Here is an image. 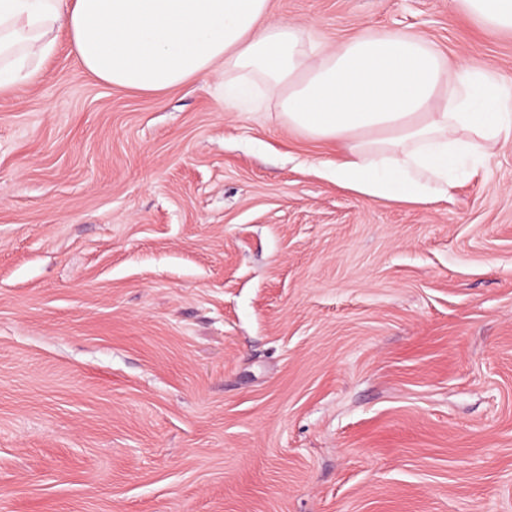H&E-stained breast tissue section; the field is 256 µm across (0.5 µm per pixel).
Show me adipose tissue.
I'll list each match as a JSON object with an SVG mask.
<instances>
[{"mask_svg":"<svg viewBox=\"0 0 512 512\" xmlns=\"http://www.w3.org/2000/svg\"><path fill=\"white\" fill-rule=\"evenodd\" d=\"M454 2L487 33L512 31V0ZM62 31L111 87L161 92L219 71L226 109L275 97L289 127L342 145L323 176L372 198L427 200L512 137V87L488 65L449 67L400 31L329 49L311 26L272 20L269 0H0V95L37 77Z\"/></svg>","mask_w":512,"mask_h":512,"instance_id":"1","label":"adipose tissue"}]
</instances>
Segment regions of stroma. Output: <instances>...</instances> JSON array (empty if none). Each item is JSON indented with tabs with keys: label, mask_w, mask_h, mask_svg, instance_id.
<instances>
[{
	"label": "stroma",
	"mask_w": 512,
	"mask_h": 512,
	"mask_svg": "<svg viewBox=\"0 0 512 512\" xmlns=\"http://www.w3.org/2000/svg\"><path fill=\"white\" fill-rule=\"evenodd\" d=\"M335 47L407 31L512 86L453 0H270ZM213 78L0 96V512H512V138L447 198Z\"/></svg>",
	"instance_id": "obj_1"
}]
</instances>
